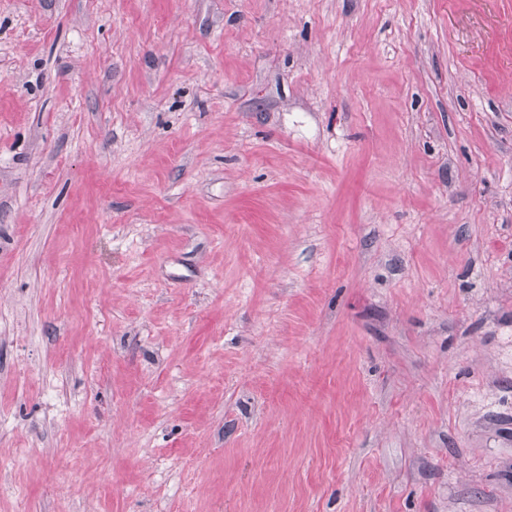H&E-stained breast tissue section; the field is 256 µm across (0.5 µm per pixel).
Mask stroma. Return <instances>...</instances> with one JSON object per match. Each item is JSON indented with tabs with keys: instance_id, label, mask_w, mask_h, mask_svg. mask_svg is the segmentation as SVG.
I'll return each mask as SVG.
<instances>
[{
	"instance_id": "1",
	"label": "stroma",
	"mask_w": 512,
	"mask_h": 512,
	"mask_svg": "<svg viewBox=\"0 0 512 512\" xmlns=\"http://www.w3.org/2000/svg\"><path fill=\"white\" fill-rule=\"evenodd\" d=\"M0 512H512V0H0Z\"/></svg>"
}]
</instances>
